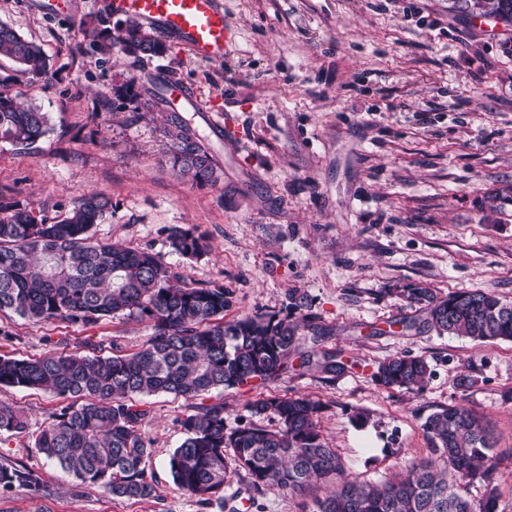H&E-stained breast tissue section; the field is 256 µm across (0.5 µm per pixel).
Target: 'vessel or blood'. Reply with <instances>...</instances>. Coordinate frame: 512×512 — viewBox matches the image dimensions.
Listing matches in <instances>:
<instances>
[{
  "mask_svg": "<svg viewBox=\"0 0 512 512\" xmlns=\"http://www.w3.org/2000/svg\"><path fill=\"white\" fill-rule=\"evenodd\" d=\"M112 14L145 22L203 59H221L231 30L219 0H109Z\"/></svg>",
  "mask_w": 512,
  "mask_h": 512,
  "instance_id": "vessel-or-blood-1",
  "label": "vessel or blood"
}]
</instances>
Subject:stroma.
Returning <instances> with one entry per match:
<instances>
[{"instance_id": "35a3bbf8", "label": "stroma", "mask_w": 512, "mask_h": 512, "mask_svg": "<svg viewBox=\"0 0 512 512\" xmlns=\"http://www.w3.org/2000/svg\"><path fill=\"white\" fill-rule=\"evenodd\" d=\"M235 33L225 58L201 60L177 43L143 62L79 51L74 32L109 20L102 0H70L49 15L38 0H0V22L37 43L35 77L0 57V90L49 115L25 150L0 143V199L57 216L94 191L112 200L96 238L163 255L194 286H223L224 317L281 314L304 292L327 328L320 348L353 367L325 378L292 370L261 386L220 392L224 426H273L252 416L259 394H308L326 405L320 427L349 476L381 480L429 454L436 408L483 417L496 450L512 448V342L476 347L458 336L400 331L403 288L490 289L512 301V24L452 8L451 0H222ZM164 73L207 111L193 114L224 169L223 183L178 178L154 122L112 88L129 73ZM222 127L211 123V110ZM209 239L198 258L171 251L166 230ZM147 323L26 322L0 314V355L80 353L87 340L126 353ZM409 354L432 370L423 392L389 389L379 362ZM468 386H460L461 378ZM28 429L0 438V458L38 473L45 493L0 491V512H218L175 490L168 460L188 403L153 395L142 425L152 442L155 497L115 498L47 463L35 446L66 401L46 390L0 388ZM363 414L357 423L355 414Z\"/></svg>"}]
</instances>
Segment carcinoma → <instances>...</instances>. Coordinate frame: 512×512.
Masks as SVG:
<instances>
[{"label": "carcinoma", "instance_id": "carcinoma-1", "mask_svg": "<svg viewBox=\"0 0 512 512\" xmlns=\"http://www.w3.org/2000/svg\"><path fill=\"white\" fill-rule=\"evenodd\" d=\"M457 8L512 23V0H461ZM77 46L93 53L117 49L141 60L168 51L135 21L114 34L104 29L90 43L79 41ZM0 55L32 75L47 69L40 48L2 22ZM168 84L159 73L137 93L134 76L112 90L134 102L138 112L167 113L160 137L172 170L194 184L216 185L223 170L192 120L171 107ZM48 130V113L0 92V143L29 149ZM110 212L112 202L103 193L89 194L55 217L0 201V313L33 323L83 324L121 315L145 321L151 329L133 353L101 356L91 344L92 355L48 351L33 358L0 356V387L45 389L69 400L35 440L48 462L114 497H152V443L141 432L150 410L134 397L163 393L193 401L179 418L184 440L170 456L169 472L178 491L205 505L249 512L254 497L229 506L222 495L233 470L245 472L257 493L276 487L303 498L318 481L333 484L323 496L302 501V512H509L501 505L497 478L504 464L512 462V450L496 451L480 417L459 404L426 418L423 429L432 456L411 460L402 472L376 482L343 477L341 457L318 426L324 404L310 396L257 399L249 404L250 412L272 416L275 427L249 423L226 433L224 403L206 402L212 390L276 380L296 361L332 379L350 364L337 354L304 346L305 336L316 340L325 332L307 312L304 294L288 292L284 316L226 321L224 287L191 286L160 254L94 238L91 229ZM167 241L184 257L201 256L209 248L205 238L184 226L170 227ZM403 295L422 313L398 321L403 331L433 330L478 345L512 341V302L491 290L440 296L415 286ZM376 377L387 388L420 392L431 369L424 357L404 354L381 362ZM26 428V415L1 402L0 434H20ZM473 487L481 494H472ZM14 488L40 495L45 484L27 467L0 461V489Z\"/></svg>", "mask_w": 512, "mask_h": 512}]
</instances>
